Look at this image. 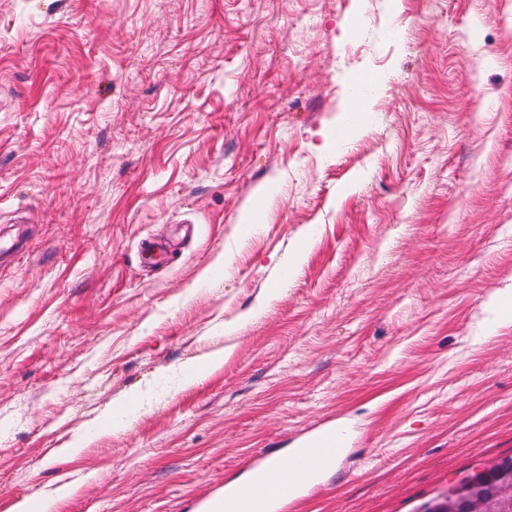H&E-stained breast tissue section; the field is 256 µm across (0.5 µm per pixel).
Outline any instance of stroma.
<instances>
[{"instance_id": "stroma-1", "label": "stroma", "mask_w": 512, "mask_h": 512, "mask_svg": "<svg viewBox=\"0 0 512 512\" xmlns=\"http://www.w3.org/2000/svg\"><path fill=\"white\" fill-rule=\"evenodd\" d=\"M504 288L512 0H0V512H196L327 421L300 512H422L512 456Z\"/></svg>"}]
</instances>
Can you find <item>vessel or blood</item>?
<instances>
[{"label":"vessel or blood","instance_id":"1","mask_svg":"<svg viewBox=\"0 0 512 512\" xmlns=\"http://www.w3.org/2000/svg\"><path fill=\"white\" fill-rule=\"evenodd\" d=\"M345 431L324 424L290 454L260 453L246 467L249 483H233L212 491L206 512H274L275 505L294 502L306 489H317L320 479L346 454Z\"/></svg>","mask_w":512,"mask_h":512}]
</instances>
